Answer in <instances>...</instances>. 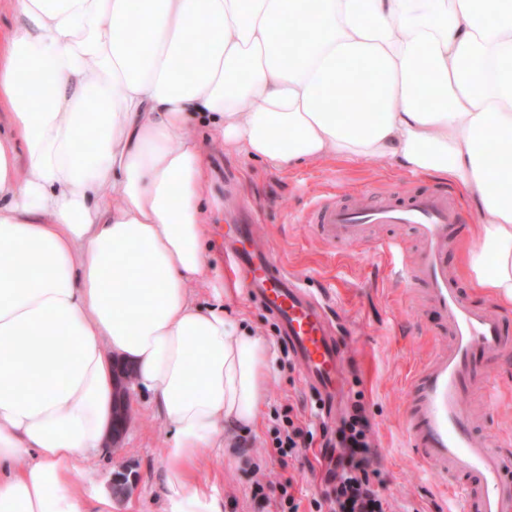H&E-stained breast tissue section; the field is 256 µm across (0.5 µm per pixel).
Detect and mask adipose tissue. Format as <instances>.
I'll return each instance as SVG.
<instances>
[{
	"label": "adipose tissue",
	"mask_w": 512,
	"mask_h": 512,
	"mask_svg": "<svg viewBox=\"0 0 512 512\" xmlns=\"http://www.w3.org/2000/svg\"><path fill=\"white\" fill-rule=\"evenodd\" d=\"M1 13L0 512H112L85 463L112 444L118 362L171 430L164 512H224L195 467L257 423L273 360L224 310L197 129L275 170L379 158L454 182L480 214L461 273L512 308V0Z\"/></svg>",
	"instance_id": "adipose-tissue-1"
}]
</instances>
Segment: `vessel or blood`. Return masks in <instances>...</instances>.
Here are the masks:
<instances>
[{
	"mask_svg": "<svg viewBox=\"0 0 512 512\" xmlns=\"http://www.w3.org/2000/svg\"><path fill=\"white\" fill-rule=\"evenodd\" d=\"M303 221L322 225L328 241L345 244L358 241L369 224H407L413 229L422 245L421 258L403 266V279L424 283L428 301L448 325L449 341L410 379L407 434L419 460L438 470L475 512H512V481L505 478L512 470V455L496 440L477 443L462 406L465 391L474 385L486 400L496 399L480 357L511 349L512 339L503 334L497 313L466 302L448 275L444 256L459 221L457 209L445 195L421 193L365 209L319 204ZM237 231L224 249L241 269L249 295L275 319L308 384L320 392L332 390L344 355L324 304L268 254L249 250L252 225H239Z\"/></svg>",
	"mask_w": 512,
	"mask_h": 512,
	"instance_id": "obj_1",
	"label": "vessel or blood"
}]
</instances>
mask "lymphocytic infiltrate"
Segmentation results:
<instances>
[{
	"mask_svg": "<svg viewBox=\"0 0 512 512\" xmlns=\"http://www.w3.org/2000/svg\"><path fill=\"white\" fill-rule=\"evenodd\" d=\"M272 432L263 454L281 462L321 444L327 462L324 480L330 490L323 500L315 501L316 512H395L392 500L373 481L378 454L372 423L360 402L348 405L335 430L319 433L302 419L286 415L274 418ZM252 495L263 502L267 512H300L302 501L295 495L294 477L255 483Z\"/></svg>",
	"mask_w": 512,
	"mask_h": 512,
	"instance_id": "f902f5d3",
	"label": "lymphocytic infiltrate"
}]
</instances>
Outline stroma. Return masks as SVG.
<instances>
[{
  "instance_id": "35a3bbf8",
  "label": "stroma",
  "mask_w": 512,
  "mask_h": 512,
  "mask_svg": "<svg viewBox=\"0 0 512 512\" xmlns=\"http://www.w3.org/2000/svg\"><path fill=\"white\" fill-rule=\"evenodd\" d=\"M204 149L209 254L230 288L224 307L230 317L268 340L276 373L266 384L258 426L227 427L223 457L203 455L196 466L198 478L219 485L225 499L234 502L235 512H259L252 498L256 476L249 459L269 444L274 414L292 410L317 424L328 419L322 398L304 381L275 320L249 299L237 277L224 270L222 239L232 215L246 206L253 213L260 245L288 272L301 276L312 293L327 295L329 309L341 321L349 355L342 400L364 405L375 432L378 479L398 512H464L460 499L444 488L441 475L417 460L406 431L407 383L432 353L448 343L442 314L420 287L400 284L389 258L376 251L381 240L393 238L404 258L416 262L419 245L413 233L405 226L375 225L365 241L334 247L323 240L319 228L301 223L300 217L318 201L374 206L417 193H449L461 222L445 255L448 271L466 299L489 309L492 300L471 288L460 273L462 249L471 243L479 221L474 202L453 184L374 158L301 163L277 171L262 161L225 152L218 143L205 142ZM484 367L500 399L490 405L480 390L467 394L464 405L476 412L475 436L482 441L497 434L512 445V351L488 356ZM130 401L134 417L125 435L107 454L91 458L86 468L108 486L115 475H126L130 488L113 498L112 512H162L163 450L170 430L148 393L131 389ZM265 468L270 480L285 471L294 476L304 512L326 491L319 475L311 473L307 457H299L286 470L274 460Z\"/></svg>"
}]
</instances>
